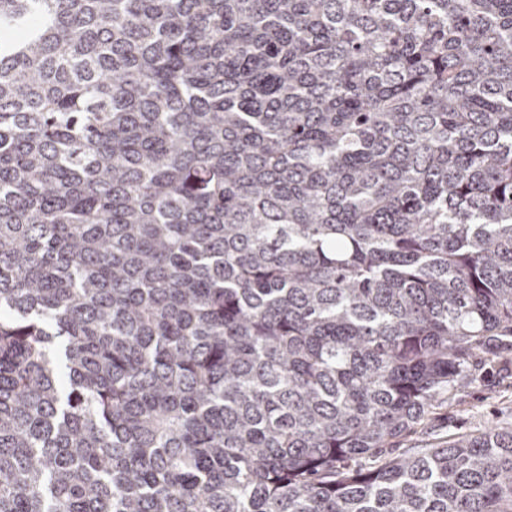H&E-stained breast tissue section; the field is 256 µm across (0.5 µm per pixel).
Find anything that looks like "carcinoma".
Instances as JSON below:
<instances>
[{
  "mask_svg": "<svg viewBox=\"0 0 512 512\" xmlns=\"http://www.w3.org/2000/svg\"><path fill=\"white\" fill-rule=\"evenodd\" d=\"M0 512H512V428L378 466L512 347V0H0Z\"/></svg>",
  "mask_w": 512,
  "mask_h": 512,
  "instance_id": "obj_1",
  "label": "carcinoma"
}]
</instances>
